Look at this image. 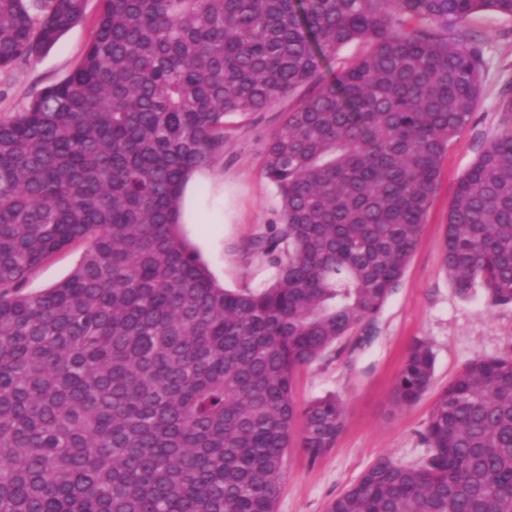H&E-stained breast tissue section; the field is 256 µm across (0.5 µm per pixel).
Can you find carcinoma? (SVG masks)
I'll return each instance as SVG.
<instances>
[{
    "mask_svg": "<svg viewBox=\"0 0 512 512\" xmlns=\"http://www.w3.org/2000/svg\"><path fill=\"white\" fill-rule=\"evenodd\" d=\"M512 0H102L77 67L0 119V512H276L288 449L346 420L301 408L297 372L373 322L416 250L485 67L465 28ZM84 0H0V70L81 21ZM363 52L326 75L341 48ZM303 90L269 137L278 224L250 254L265 288L217 285L178 231L191 172L230 114ZM458 181L442 265L512 305V95ZM66 280L24 293L54 254ZM408 349L393 404L432 386ZM418 461L373 463L327 512H512V355L434 399ZM81 247H73L54 255L35 268L26 283L25 291L39 292L64 280L76 267L82 254Z\"/></svg>",
    "mask_w": 512,
    "mask_h": 512,
    "instance_id": "obj_1",
    "label": "carcinoma"
}]
</instances>
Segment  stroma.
<instances>
[{"label": "stroma", "mask_w": 512, "mask_h": 512, "mask_svg": "<svg viewBox=\"0 0 512 512\" xmlns=\"http://www.w3.org/2000/svg\"><path fill=\"white\" fill-rule=\"evenodd\" d=\"M100 10L101 0H85L83 20L55 45L0 72V118L21 111L37 92L78 65ZM466 26L487 40L480 107L473 123L448 148L418 246L371 328L359 330L345 350L330 349L298 372V405L339 396L346 405V424L335 446L317 461H309L300 449H289L276 512H326L328 502L379 458L413 462L425 455L419 433L435 390L445 387L476 356L512 353V305L488 307L479 289L469 297L460 296L441 263L448 208L458 181L500 132L499 99L505 80L512 78V16L481 9L469 16ZM294 104V99L285 98L266 111L227 118L224 155L208 168L209 179L197 192L198 209L209 221L180 227L215 281L226 289L255 290L274 278V268L249 255L246 245L268 233L277 219L280 198L264 177V150ZM81 254V248H69L35 268L27 291L39 292L64 280ZM419 340L428 342L435 354L433 390L416 405L399 410L392 404V388L408 348Z\"/></svg>", "instance_id": "1"}]
</instances>
